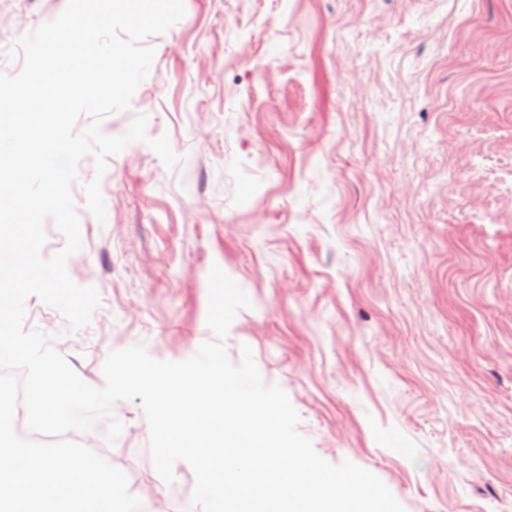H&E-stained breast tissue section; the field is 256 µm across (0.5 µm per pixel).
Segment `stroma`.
<instances>
[{
  "mask_svg": "<svg viewBox=\"0 0 512 512\" xmlns=\"http://www.w3.org/2000/svg\"><path fill=\"white\" fill-rule=\"evenodd\" d=\"M67 0H0V70L17 33ZM129 111L183 162L146 142L110 156L106 220L73 197L96 287L67 332L38 297L26 330L88 384L111 351L183 361L214 340L208 275L247 294L224 340L250 347L324 460L377 476L405 512H512V0H184ZM107 461L145 512H189L196 477L157 473L140 400Z\"/></svg>",
  "mask_w": 512,
  "mask_h": 512,
  "instance_id": "stroma-1",
  "label": "stroma"
}]
</instances>
